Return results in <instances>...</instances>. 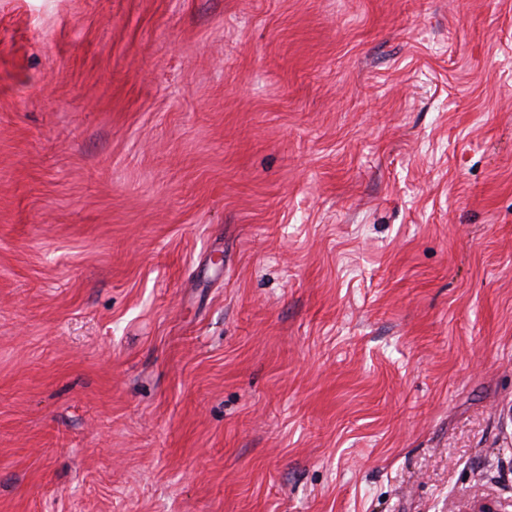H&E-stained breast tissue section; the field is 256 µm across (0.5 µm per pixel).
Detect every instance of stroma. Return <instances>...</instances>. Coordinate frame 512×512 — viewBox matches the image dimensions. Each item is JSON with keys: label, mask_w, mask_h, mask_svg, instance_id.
Segmentation results:
<instances>
[{"label": "stroma", "mask_w": 512, "mask_h": 512, "mask_svg": "<svg viewBox=\"0 0 512 512\" xmlns=\"http://www.w3.org/2000/svg\"><path fill=\"white\" fill-rule=\"evenodd\" d=\"M512 512V0H0V512Z\"/></svg>", "instance_id": "obj_1"}]
</instances>
